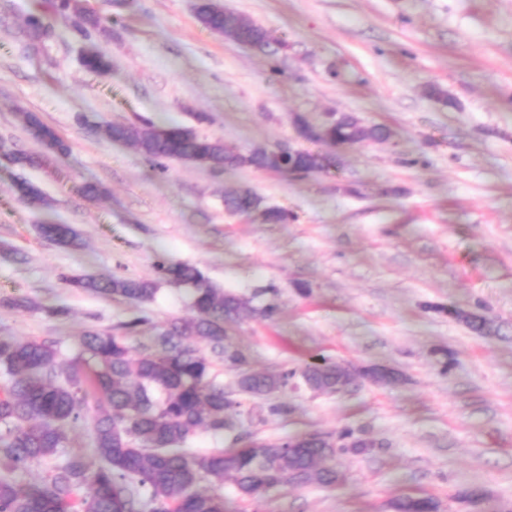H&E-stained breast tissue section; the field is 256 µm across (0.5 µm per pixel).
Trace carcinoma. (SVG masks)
Segmentation results:
<instances>
[{
	"label": "carcinoma",
	"mask_w": 512,
	"mask_h": 512,
	"mask_svg": "<svg viewBox=\"0 0 512 512\" xmlns=\"http://www.w3.org/2000/svg\"><path fill=\"white\" fill-rule=\"evenodd\" d=\"M199 21L224 39L263 49L269 46L267 31L217 3L199 0ZM100 26L98 18L80 15L77 31L89 40ZM31 40L46 33L42 16L27 19ZM86 69L106 74L107 55L95 48L83 58ZM27 131L39 143L37 152L14 149L0 140V159L24 169L44 167L50 158L60 159L68 146L58 133L33 112L21 113ZM316 140L350 146L362 141H382L390 131L367 126L347 113L332 114L321 124ZM114 142L134 145L158 167L177 161L220 172L224 169L273 170L265 148L232 152L218 138H210L186 126H164L149 118L115 124L108 130ZM328 155L299 150L294 172H321L333 165ZM14 190L22 202L37 208L48 206L46 197L30 182L18 179ZM225 208L236 214L259 211L269 224L288 220V212L263 205L261 197L246 188L224 194ZM41 235L61 245L77 243L69 224L40 225ZM153 279H99L92 275H65L66 287L144 304L152 301L163 284L183 288L193 316L174 318L158 327L153 344L135 351L127 336L90 327L80 336L77 354L69 362L59 359L57 343L50 340L0 338V512H228L224 496L201 488L207 482L232 484L240 497L261 503L266 493L286 485L316 483L333 486L343 473L331 464L336 457L364 443L349 445L345 429L333 440L330 434H309L277 441L237 436L233 446L204 455L189 454L187 442L200 429L222 434L233 427L241 403L224 395V384L212 373L213 358L237 366L244 355L225 344L228 327L245 314L270 319L275 307L255 308L240 296L215 286L204 272L190 264L165 260L157 264ZM3 306L42 310L50 317L67 314L63 306H41L26 298L0 301ZM200 339L206 353L191 345ZM301 375L312 390L333 393L347 388L355 374L328 363H308L297 372H245L239 393L268 395L288 387ZM90 422V436L98 458L92 474L82 455H70L38 485H18L13 475L56 454L70 443L71 427ZM393 512H434L430 497L404 496L391 503Z\"/></svg>",
	"instance_id": "obj_1"
}]
</instances>
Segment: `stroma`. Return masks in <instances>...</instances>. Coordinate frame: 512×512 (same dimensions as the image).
Returning a JSON list of instances; mask_svg holds the SVG:
<instances>
[{"mask_svg":"<svg viewBox=\"0 0 512 512\" xmlns=\"http://www.w3.org/2000/svg\"><path fill=\"white\" fill-rule=\"evenodd\" d=\"M261 25L270 46L229 42L197 18V0H79L103 29L84 40L53 0H0V139L39 145L30 111L70 145L54 168L0 162V336L52 339L61 360L87 327L148 316L130 340L189 317L183 289L134 304L66 288L63 275L152 278L159 260L201 268L225 290L275 317H244L228 332L246 358L213 372L241 401L234 431L200 430L201 454L235 434L279 440L338 434L366 443L338 459L344 479L270 491L261 504L222 493L230 512H391L406 495L438 512H470L472 488L512 512V0H221ZM52 29L25 34L29 15ZM112 69H85L88 42ZM440 86L442 104L425 94ZM351 113L387 127L385 141L336 147L300 139L295 121ZM143 116L222 139L245 153L293 143L335 157L307 176L177 161L158 169L109 125ZM38 187L49 208L18 200L13 179ZM110 194L89 199L85 184ZM245 187L288 211L284 224L233 214L224 193ZM69 224L79 247L44 239L40 224ZM61 304L63 318L44 314ZM483 316L488 335L464 317ZM324 357L356 375L342 394L294 378L267 397H243L241 371L300 369ZM384 367L390 380L366 377Z\"/></svg>","mask_w":512,"mask_h":512,"instance_id":"stroma-1","label":"stroma"}]
</instances>
